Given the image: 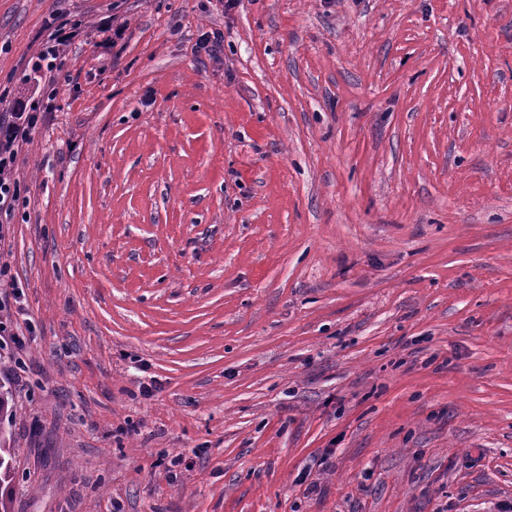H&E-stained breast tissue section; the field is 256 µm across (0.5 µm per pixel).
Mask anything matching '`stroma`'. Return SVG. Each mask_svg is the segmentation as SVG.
Instances as JSON below:
<instances>
[{"mask_svg":"<svg viewBox=\"0 0 512 512\" xmlns=\"http://www.w3.org/2000/svg\"><path fill=\"white\" fill-rule=\"evenodd\" d=\"M224 2L0 0L12 512H512V0ZM39 117L40 112L0 113V239L6 232L3 224H10L15 211L27 202L21 196L13 170L19 149L27 141L30 130L36 127ZM21 289L18 287L16 280L9 276L6 262L0 260V312L6 307L7 301L13 299L17 305L14 320L3 321L0 318V340L3 337L4 346H7L8 340L13 344L14 349L19 353L26 347V336L23 332V326L19 321V316H23V308L20 304Z\"/></svg>","mask_w":512,"mask_h":512,"instance_id":"1","label":"stroma"}]
</instances>
